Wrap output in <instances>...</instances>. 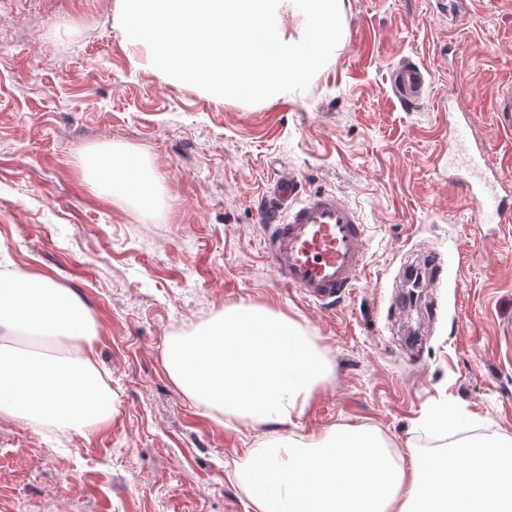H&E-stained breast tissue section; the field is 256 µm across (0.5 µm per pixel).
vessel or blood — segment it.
<instances>
[{
	"label": "vessel or blood",
	"mask_w": 512,
	"mask_h": 512,
	"mask_svg": "<svg viewBox=\"0 0 512 512\" xmlns=\"http://www.w3.org/2000/svg\"><path fill=\"white\" fill-rule=\"evenodd\" d=\"M397 101L405 108L423 104L431 74L424 64L405 57L388 71ZM512 132V84L502 86L491 101ZM468 121L464 112L448 113V131L460 154L450 178L462 190L476 224L512 222V168L486 171L484 150L462 140ZM259 220L265 226L262 259L281 284L299 290L310 303L324 306L343 300L357 287L366 268L367 226L360 213L333 191L304 190L297 176L283 172L266 195Z\"/></svg>",
	"instance_id": "obj_1"
}]
</instances>
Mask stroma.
<instances>
[{
  "mask_svg": "<svg viewBox=\"0 0 512 512\" xmlns=\"http://www.w3.org/2000/svg\"><path fill=\"white\" fill-rule=\"evenodd\" d=\"M122 0H0V271L52 279L98 328L111 422L83 435L0 415V512H246L235 478L267 425L219 423L174 383L170 337L237 303L298 321L332 366L297 434L377 427L400 453L447 452L423 423L512 441V226L478 225L448 181L441 116L464 100L489 165L512 160L488 103L512 82V0H342L344 37L303 91L257 104L175 80L126 40ZM431 73L413 112L387 79L399 59ZM139 154L159 178L145 214L93 190L90 152ZM332 189L368 227L367 265L341 306L280 287L256 212L277 175ZM432 251L440 285L400 272Z\"/></svg>",
  "mask_w": 512,
  "mask_h": 512,
  "instance_id": "1",
  "label": "stroma"
}]
</instances>
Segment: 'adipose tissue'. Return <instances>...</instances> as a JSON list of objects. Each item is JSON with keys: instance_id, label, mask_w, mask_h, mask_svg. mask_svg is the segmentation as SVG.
<instances>
[{"instance_id": "ef3b65f1", "label": "adipose tissue", "mask_w": 512, "mask_h": 512, "mask_svg": "<svg viewBox=\"0 0 512 512\" xmlns=\"http://www.w3.org/2000/svg\"><path fill=\"white\" fill-rule=\"evenodd\" d=\"M90 183L153 210L154 173L127 151L83 158ZM24 337L42 351L17 350ZM96 337L88 310L50 279L0 275V412L80 433L112 418V392L86 346ZM165 365L204 414L251 424H295L330 367L301 325L264 305H234L192 336L170 337ZM503 444L480 437L441 456H402L380 432L342 426L322 437L282 434L245 449L237 477L252 512H512V466Z\"/></svg>"}]
</instances>
